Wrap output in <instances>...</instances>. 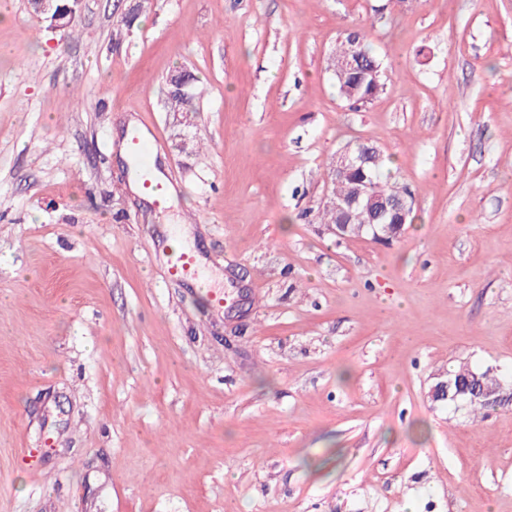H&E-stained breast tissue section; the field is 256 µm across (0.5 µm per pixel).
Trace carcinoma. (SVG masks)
Masks as SVG:
<instances>
[{
    "instance_id": "1",
    "label": "carcinoma",
    "mask_w": 512,
    "mask_h": 512,
    "mask_svg": "<svg viewBox=\"0 0 512 512\" xmlns=\"http://www.w3.org/2000/svg\"><path fill=\"white\" fill-rule=\"evenodd\" d=\"M330 69L341 96L353 105H365L373 101L383 91L384 72L381 62L368 41L364 32L353 30L344 34L336 43L330 60ZM186 87L179 97H166V111L178 110L192 113L195 111V100L201 98L204 88L199 85L197 77L189 71L183 72ZM345 149L367 155L364 166L368 182L375 191L392 198L408 193L404 186L384 182L380 178L385 160L383 154L374 147L360 142H349ZM392 220V211L379 214L375 211L361 213L360 223L350 225L353 237H361V224L381 225ZM476 371L460 368L448 373V402L460 403L470 408L471 413L478 415L494 407L486 399L472 395L467 388L472 384Z\"/></svg>"
}]
</instances>
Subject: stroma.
<instances>
[{
	"label": "stroma",
	"mask_w": 512,
	"mask_h": 512,
	"mask_svg": "<svg viewBox=\"0 0 512 512\" xmlns=\"http://www.w3.org/2000/svg\"><path fill=\"white\" fill-rule=\"evenodd\" d=\"M132 3L73 39L0 0V512H512V0ZM350 29L385 75L357 109ZM355 140L414 200L387 244L318 222ZM178 231L223 308L168 275ZM461 366L507 402L432 401ZM330 69L341 96L350 104L371 103L383 91L384 72L381 62L364 32L353 30L336 43ZM353 59L351 66L335 68L338 61ZM183 79L186 87L184 93L179 97H170L169 90L166 91V111L178 110L179 112H195V100L201 98L204 88L199 85V80L190 71H183ZM127 149L135 160L134 175L136 179L155 197L159 208L170 192L172 181L158 180L153 175L151 159L160 149V142L156 136L146 138L143 134L135 132L127 141Z\"/></svg>",
	"instance_id": "stroma-1"
}]
</instances>
